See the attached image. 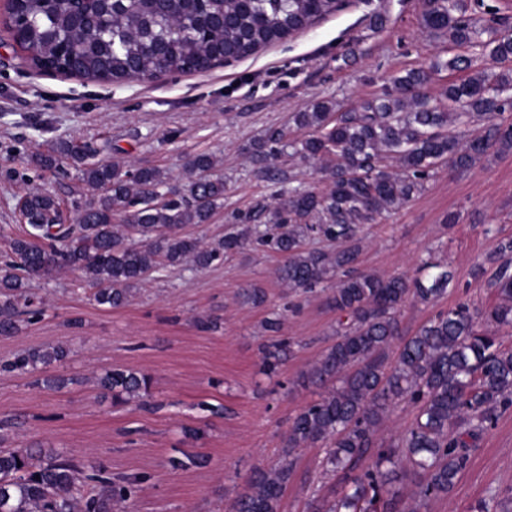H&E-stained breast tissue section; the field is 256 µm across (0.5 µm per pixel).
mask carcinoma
Segmentation results:
<instances>
[{"mask_svg":"<svg viewBox=\"0 0 512 512\" xmlns=\"http://www.w3.org/2000/svg\"><path fill=\"white\" fill-rule=\"evenodd\" d=\"M337 10L338 0H201L180 8L172 0H102L95 13L77 20L66 9L46 10L42 0H18L9 5L8 29L35 68L112 82L240 59ZM466 11L467 0H425L421 26L456 47L478 49L473 56L396 73L386 92L357 108L316 100L293 114L295 139L269 127L250 142L247 157L271 180H286L274 166L286 155L318 162L325 187L279 192L276 206L264 208L265 223L236 222L222 240L205 244L180 232L208 223L224 204V178L208 154L188 162L185 195L160 169L97 161L87 144L62 142L36 157L46 169L70 160L97 196L74 201L75 223L68 224L55 192L27 195L29 230L12 240L11 255L0 263V336H14L40 316L31 281L61 270L84 274L97 304L119 308L160 267L190 261L204 270L247 246L270 250L282 256L277 276L291 290L332 285L327 302L337 315L336 341L303 374V383L323 390L320 398L291 420L281 460L252 472L230 512H279L297 450L315 445L325 472L341 484L315 512H394L386 467L402 463L400 479L413 486L411 512L448 495L469 449L512 407V348L497 335L512 327V239L499 241L475 269L496 304L459 302L410 336L401 331L400 307L445 294L452 271L428 260L422 276L381 277L357 273L354 265L360 227L420 193L432 171L442 165L466 171L490 151L512 152V122L503 117L512 107V69L487 67L512 60V33L491 25L481 40ZM443 70L466 76L443 85L434 104L426 86ZM315 239L336 248H307ZM285 350L283 342L265 347L266 375L277 374ZM68 355L63 346L30 348L1 362L0 370L30 374L36 386L59 390L67 379L41 373ZM96 384L121 403L147 395L150 378L110 366ZM402 402L415 409L412 424L396 441L378 439L379 426ZM143 481L114 477L54 449L0 448V512H121Z\"/></svg>","mask_w":512,"mask_h":512,"instance_id":"cac0c4a2","label":"carcinoma"}]
</instances>
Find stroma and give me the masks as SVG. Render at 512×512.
<instances>
[{"mask_svg":"<svg viewBox=\"0 0 512 512\" xmlns=\"http://www.w3.org/2000/svg\"><path fill=\"white\" fill-rule=\"evenodd\" d=\"M420 0H344L336 12L258 53L204 72L123 82H88L33 69L0 25V256L23 229L17 198L49 189L64 201L85 193L69 162L44 171L32 156L64 140L99 148V160L156 167L183 186L185 165L212 154L226 183L224 206L184 234L214 241L234 216L263 223L260 209L279 190L243 152L268 126L321 98L341 108L381 95L390 75L449 58L455 51L420 26ZM357 269L413 274L422 260L448 263L447 293L406 301L403 333L460 301L483 307L495 293L471 274L500 240L512 238V153H488L463 173L437 169L402 207L364 225ZM281 258L254 248L198 270L153 273L119 309L98 305L76 271L42 279V313L14 336H0V362L32 347L63 346L66 387L46 390L32 377L0 371V423L13 444L74 451L85 464L144 481L126 512H229L251 472L277 463L292 418L316 399L299 379L334 340L336 314L325 293L279 287ZM261 290L253 304L242 292ZM218 320V330L202 319ZM282 322L291 352L274 377L261 372L265 320ZM80 328H72L71 320ZM119 365L149 376L151 408L117 404L95 377ZM320 448L303 449L280 512H313L338 485L323 474ZM512 502V408L472 451L452 493L422 512H470L478 501Z\"/></svg>","mask_w":512,"mask_h":512,"instance_id":"1","label":"stroma"}]
</instances>
